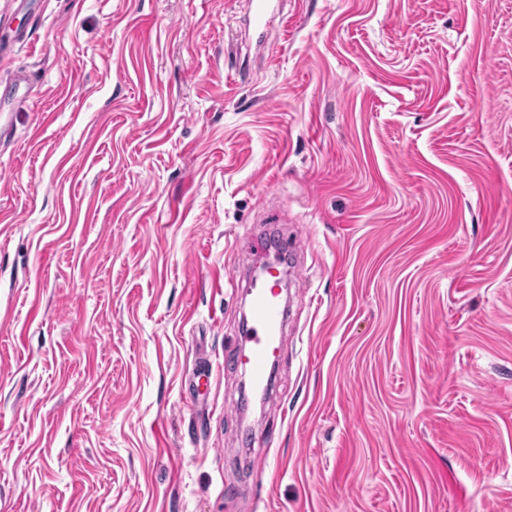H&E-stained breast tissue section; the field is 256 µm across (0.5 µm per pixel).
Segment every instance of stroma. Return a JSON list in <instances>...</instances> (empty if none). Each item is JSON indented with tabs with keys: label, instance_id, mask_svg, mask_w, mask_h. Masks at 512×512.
<instances>
[{
	"label": "stroma",
	"instance_id": "35a3bbf8",
	"mask_svg": "<svg viewBox=\"0 0 512 512\" xmlns=\"http://www.w3.org/2000/svg\"><path fill=\"white\" fill-rule=\"evenodd\" d=\"M0 43V512H512V0H0ZM277 265H268L271 279L258 285L253 284L249 290L250 321L240 336L239 347L232 354V362L237 369L248 373L251 384L256 390L264 391L270 383L271 370L279 361L282 344L280 333L284 323L285 310L281 302V291Z\"/></svg>",
	"mask_w": 512,
	"mask_h": 512
}]
</instances>
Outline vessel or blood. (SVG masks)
I'll return each mask as SVG.
<instances>
[{
  "label": "vessel or blood",
  "instance_id": "1",
  "mask_svg": "<svg viewBox=\"0 0 512 512\" xmlns=\"http://www.w3.org/2000/svg\"><path fill=\"white\" fill-rule=\"evenodd\" d=\"M249 294L250 321L232 355V362L237 369L249 374L254 389L263 391L269 386L271 370L282 350L280 333L285 310L278 277L252 286Z\"/></svg>",
  "mask_w": 512,
  "mask_h": 512
}]
</instances>
